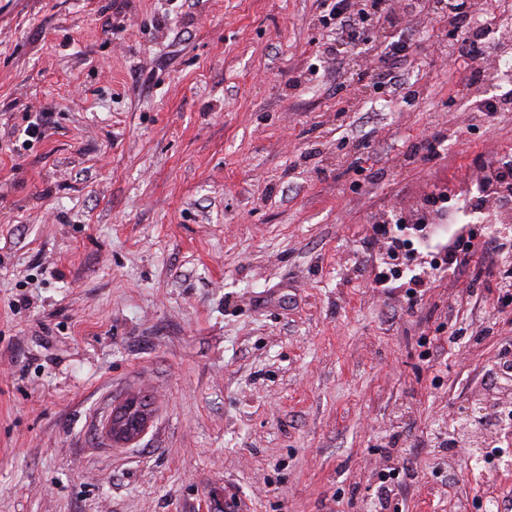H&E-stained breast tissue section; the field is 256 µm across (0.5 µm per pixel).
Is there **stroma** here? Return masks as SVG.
Wrapping results in <instances>:
<instances>
[{
	"label": "stroma",
	"instance_id": "stroma-1",
	"mask_svg": "<svg viewBox=\"0 0 512 512\" xmlns=\"http://www.w3.org/2000/svg\"><path fill=\"white\" fill-rule=\"evenodd\" d=\"M331 0H0V512H483L448 416L512 351L486 263L372 288L381 212L512 154L430 0L330 52ZM47 136L16 148L29 115ZM444 147L415 153L424 136ZM146 396L118 445L113 408ZM409 46L405 42L397 40L392 43L390 53H387V65L380 69L373 77L378 83L385 84L391 82L395 78L396 69L403 60L408 57ZM149 421V417L147 416H141L140 414L137 415V417L134 420H131L129 423L127 430L121 434L120 436H115L111 432L112 427V415L108 418L107 424H106V430L109 437L112 438L113 442L120 441L125 444H129L132 442H135L140 438V436L145 431L147 424Z\"/></svg>",
	"mask_w": 512,
	"mask_h": 512
}]
</instances>
